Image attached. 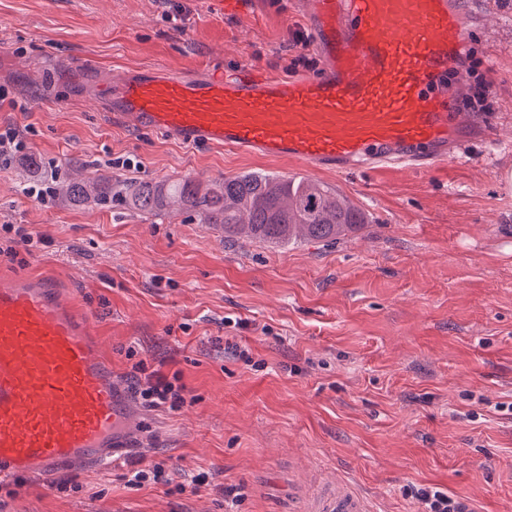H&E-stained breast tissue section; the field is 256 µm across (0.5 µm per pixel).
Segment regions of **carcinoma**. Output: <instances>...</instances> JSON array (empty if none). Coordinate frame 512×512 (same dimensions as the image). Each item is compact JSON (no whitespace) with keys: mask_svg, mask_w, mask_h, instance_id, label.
Segmentation results:
<instances>
[{"mask_svg":"<svg viewBox=\"0 0 512 512\" xmlns=\"http://www.w3.org/2000/svg\"><path fill=\"white\" fill-rule=\"evenodd\" d=\"M28 166L41 171V184L54 200L155 216L192 213L203 224L220 225L228 241L246 237L274 245L301 239L334 244L353 227L368 223L359 207L310 178L245 172L201 185L189 179L87 178L78 169L47 168L35 157Z\"/></svg>","mask_w":512,"mask_h":512,"instance_id":"cac0c4a2","label":"carcinoma"}]
</instances>
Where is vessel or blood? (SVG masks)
<instances>
[{
	"mask_svg": "<svg viewBox=\"0 0 512 512\" xmlns=\"http://www.w3.org/2000/svg\"><path fill=\"white\" fill-rule=\"evenodd\" d=\"M318 76L275 78L126 68L91 90L108 116L186 146L231 147L309 175L428 171L475 138L483 114L438 85L467 47L454 0H298ZM97 319L45 276L0 277V481L65 464L110 466L130 417L100 348ZM305 512H372L345 481Z\"/></svg>",
	"mask_w": 512,
	"mask_h": 512,
	"instance_id": "obj_1",
	"label": "vessel or blood"
}]
</instances>
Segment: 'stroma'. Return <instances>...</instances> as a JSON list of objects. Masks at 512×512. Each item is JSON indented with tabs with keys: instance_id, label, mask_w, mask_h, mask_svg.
<instances>
[{
	"instance_id": "stroma-1",
	"label": "stroma",
	"mask_w": 512,
	"mask_h": 512,
	"mask_svg": "<svg viewBox=\"0 0 512 512\" xmlns=\"http://www.w3.org/2000/svg\"><path fill=\"white\" fill-rule=\"evenodd\" d=\"M466 9L470 69L451 84L488 85L492 136L430 172L320 175L370 219L333 245L40 200L26 163L0 157V273L50 276L95 315L116 378L128 352L164 358L193 398L133 407L129 453L164 463L170 485H130L124 462L70 464L64 491L1 484L0 512H302L339 478L375 512H426L425 490L512 512V0ZM307 30L295 0H257L246 18L207 0H0V129L94 177H299L112 122L87 92L100 72L157 62L313 76L317 52L297 60ZM14 227L33 234L21 262L4 253ZM199 473L207 484L190 485Z\"/></svg>"
}]
</instances>
